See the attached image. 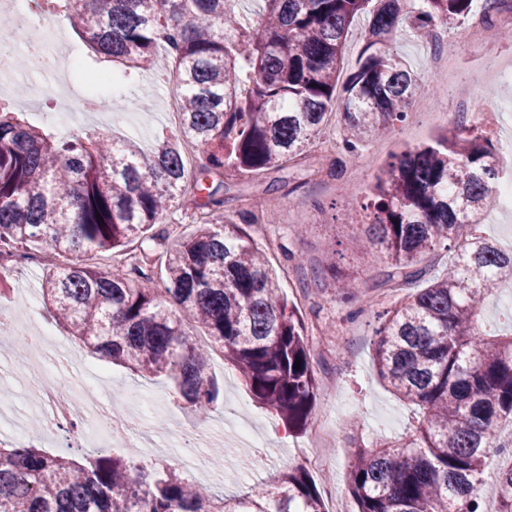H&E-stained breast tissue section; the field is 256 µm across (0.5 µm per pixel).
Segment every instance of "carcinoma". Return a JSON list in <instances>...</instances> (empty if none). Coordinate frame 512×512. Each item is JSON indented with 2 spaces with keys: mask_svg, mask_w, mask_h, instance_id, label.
I'll list each match as a JSON object with an SVG mask.
<instances>
[{
  "mask_svg": "<svg viewBox=\"0 0 512 512\" xmlns=\"http://www.w3.org/2000/svg\"><path fill=\"white\" fill-rule=\"evenodd\" d=\"M34 0L63 17L91 50L124 68H150L159 50L176 67L180 137L200 146L192 189L210 219L167 250L163 287L152 269L121 275L84 263L115 252L159 223L184 195L185 161L167 138L149 152L105 135L52 138L0 102V254L29 259L46 244L69 256L49 271L53 318L92 352L165 376L202 418L223 398L207 349L183 332L200 326L255 399L296 431L319 390L303 318L248 228L215 220L224 174L261 175L303 156L336 111L353 152L407 118L417 78L391 52L405 27L433 37L467 17L474 0ZM369 18L356 67L339 81L349 30ZM502 179L491 139L458 122L376 177L369 242L384 249V283L405 294L384 311L373 361L400 399L420 407L414 432L352 455L348 489L358 512H482L480 488L500 424L512 421V331L487 336L481 300L512 284V250L475 235ZM103 222H98V218ZM448 256L445 268L423 257ZM299 368H294L295 363ZM512 512V465L493 475ZM0 512H327L308 472L274 486L219 495L169 465L102 454L79 463L30 445L0 448Z\"/></svg>",
  "mask_w": 512,
  "mask_h": 512,
  "instance_id": "obj_1",
  "label": "carcinoma"
}]
</instances>
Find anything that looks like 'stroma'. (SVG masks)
Here are the masks:
<instances>
[{
    "mask_svg": "<svg viewBox=\"0 0 512 512\" xmlns=\"http://www.w3.org/2000/svg\"><path fill=\"white\" fill-rule=\"evenodd\" d=\"M484 5V0H475L471 13L455 26L441 29L436 43L418 40L405 31L396 34L391 48L418 78L405 122L396 124L384 135L368 139L353 153L339 147L328 154L309 147L300 160L288 162L277 175L285 185L273 201L275 222L267 236L257 237L256 243L265 250L277 273L283 296L298 306L306 326L319 330L318 335L309 339L321 385L314 415L324 420L333 433L334 447L313 449L309 432L288 431L279 416L256 402L221 352H210L209 367L224 385V399L217 411L204 419L176 394L170 382L100 360L61 325L56 328L61 350L46 348L36 361L20 356L11 337H0V397L10 405L12 425L11 431L0 432V441L16 440L12 431L17 428L24 432L19 439L22 444L35 445L53 455L78 459L102 452V445L95 440L78 448L70 445L66 432L50 435L39 427L41 372L54 368L83 394L94 398L97 408L110 414L132 417L125 398L130 387L141 389L160 403L163 416L150 422L154 444L139 448L138 453L145 460L181 468L191 481H198L199 476L182 462L179 435L201 430L210 440L198 449L200 460L225 458L232 462L247 456L255 459L249 472L228 470L225 490H239L256 482L275 483L285 470L305 466L307 457L316 453L321 457L322 467L312 471L311 477L324 502L335 498L350 502L346 473L354 439L369 443L379 437L402 436L418 415L415 405L399 400L388 390L373 362L376 331L381 324L378 314L392 307L398 298L397 293L381 285L388 270L387 260L380 248L362 252L354 248L353 242L368 236L372 188L391 157L430 142L469 110L468 105L450 95V75L432 68L430 53L434 45H442L451 53L453 76L460 80L479 79V93L484 101L496 104L502 113V122L491 136L496 150L505 151L512 144V87L482 74L492 56L512 57V40H497L487 33L478 40L471 37L475 24L500 18L496 12L485 15ZM29 81L27 72L16 73L0 90V100L13 104L31 125L53 136H62V128L46 118L58 100L55 86L45 84L44 96L32 104L27 95L18 92L19 86L28 85ZM177 92L172 63L162 53L152 69L127 81L120 93L110 95L109 101L113 111L130 113L135 129L131 141L139 149L147 150L154 146L159 133L175 135L177 123L167 110V101ZM197 218L192 196H184L160 221L161 227L170 233L168 239L146 234L130 242L124 253L134 257L138 265L160 266L172 239L190 233ZM291 253L304 257L309 267L335 263L337 274L354 279L355 297L342 298L329 279L323 281L321 288L302 291L301 273L287 259ZM46 273V267L25 266L16 258H9L7 265L0 267V311L24 318L22 292L27 289L42 295ZM242 420L255 423L263 447L225 448V436L232 434Z\"/></svg>",
    "mask_w": 512,
    "mask_h": 512,
    "instance_id": "stroma-1",
    "label": "stroma"
}]
</instances>
